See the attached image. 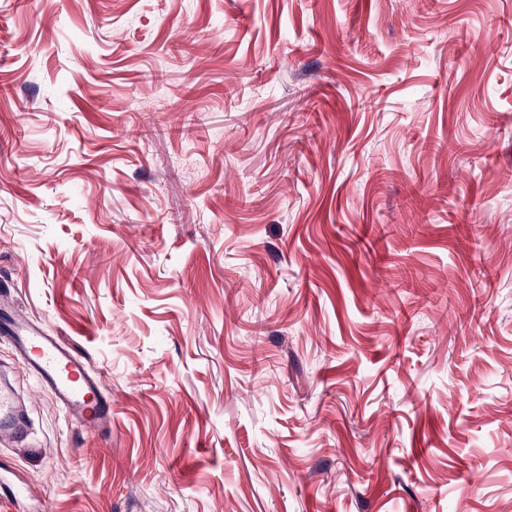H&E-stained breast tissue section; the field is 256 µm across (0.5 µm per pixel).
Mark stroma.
I'll list each match as a JSON object with an SVG mask.
<instances>
[{
  "label": "stroma",
  "instance_id": "stroma-1",
  "mask_svg": "<svg viewBox=\"0 0 512 512\" xmlns=\"http://www.w3.org/2000/svg\"><path fill=\"white\" fill-rule=\"evenodd\" d=\"M26 512H512V0H0ZM0 339L8 342L40 389L65 417L90 429H111L112 405L101 376L61 339L27 316L16 313L1 293Z\"/></svg>",
  "mask_w": 512,
  "mask_h": 512
}]
</instances>
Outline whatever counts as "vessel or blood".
<instances>
[{
  "label": "vessel or blood",
  "mask_w": 512,
  "mask_h": 512,
  "mask_svg": "<svg viewBox=\"0 0 512 512\" xmlns=\"http://www.w3.org/2000/svg\"><path fill=\"white\" fill-rule=\"evenodd\" d=\"M0 340L7 342L40 389L47 391L65 417L90 429L112 426V406L106 399L98 371L61 339L27 316L14 311L0 297ZM17 402L0 390V433L21 434Z\"/></svg>",
  "instance_id": "vessel-or-blood-1"
}]
</instances>
